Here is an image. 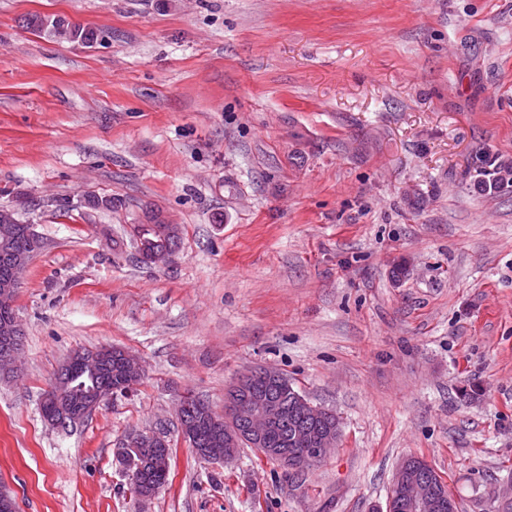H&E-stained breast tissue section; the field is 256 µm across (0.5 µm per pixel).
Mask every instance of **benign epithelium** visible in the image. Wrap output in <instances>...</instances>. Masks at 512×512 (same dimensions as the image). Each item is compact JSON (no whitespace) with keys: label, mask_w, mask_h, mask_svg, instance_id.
Returning <instances> with one entry per match:
<instances>
[{"label":"benign epithelium","mask_w":512,"mask_h":512,"mask_svg":"<svg viewBox=\"0 0 512 512\" xmlns=\"http://www.w3.org/2000/svg\"><path fill=\"white\" fill-rule=\"evenodd\" d=\"M24 231L36 248L42 243L30 224H1L0 248L6 249L13 235ZM32 255L19 254L14 257L15 276L11 280L0 282V341L11 344L20 330L15 312L17 288L20 287ZM19 352L14 351L0 358V378L6 379L18 372ZM124 374L122 393H128L142 378L143 365L133 354L125 351L121 360ZM256 374L250 370L240 375L236 381L224 390V415L211 419V428L215 432H224L225 447L194 448L195 458L202 462H228L236 456L235 446L246 438L255 447L261 445L265 433L276 426L281 418L280 408L271 397L248 388L247 382ZM102 398L94 390L85 397L80 411L67 404L56 402L52 405L50 422L57 425L77 422L88 417L100 404ZM299 412L306 423L296 429V439L312 444L303 452L291 456L282 448H263L264 458L280 463L292 470H306L313 463L325 458L330 449L336 447L340 428L332 423L323 424V415L327 409L313 404L305 397L299 398ZM162 442L156 432L133 431L122 442L117 451L116 460L127 465V459L135 454L146 455L141 470L145 473H164L169 468L170 455L157 447ZM434 468L425 460L414 461L408 457L398 465L388 494L387 512H442L445 504L440 496Z\"/></svg>","instance_id":"1"}]
</instances>
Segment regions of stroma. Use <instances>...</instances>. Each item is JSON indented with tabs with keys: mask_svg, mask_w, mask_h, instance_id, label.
<instances>
[{
	"mask_svg": "<svg viewBox=\"0 0 512 512\" xmlns=\"http://www.w3.org/2000/svg\"><path fill=\"white\" fill-rule=\"evenodd\" d=\"M481 149L512 163V0H0V205L123 202L27 215L43 247L0 383V489L18 512H386L413 454L460 512L512 504V192H474ZM150 207L180 227L163 267L127 241ZM112 346L144 379L48 424L64 360ZM260 366L337 414L316 466L202 463L183 438L184 393L223 413ZM134 429L170 443L145 503L113 463ZM27 25L39 33L61 41L78 43L85 46H93L98 42L100 32L91 27L72 24L65 19H48L41 16H31L27 19Z\"/></svg>",
	"mask_w": 512,
	"mask_h": 512,
	"instance_id": "obj_1",
	"label": "stroma"
}]
</instances>
